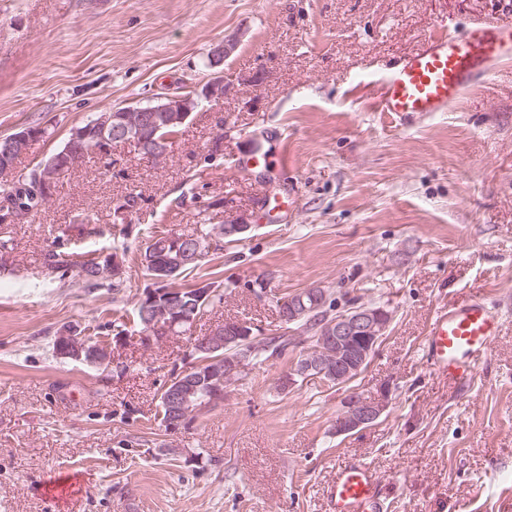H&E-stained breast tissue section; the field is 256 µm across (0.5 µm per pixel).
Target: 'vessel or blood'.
Masks as SVG:
<instances>
[{
  "mask_svg": "<svg viewBox=\"0 0 512 512\" xmlns=\"http://www.w3.org/2000/svg\"><path fill=\"white\" fill-rule=\"evenodd\" d=\"M512 63V19L493 16L461 30L432 33L420 51L387 75L375 103L380 112H445L479 83ZM500 321L483 299L452 304L432 320L425 339L431 369L459 389L471 388ZM331 512H382L378 484L361 462L338 467L330 488Z\"/></svg>",
  "mask_w": 512,
  "mask_h": 512,
  "instance_id": "b4317fda",
  "label": "vessel or blood"
}]
</instances>
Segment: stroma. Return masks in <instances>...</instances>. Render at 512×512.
Masks as SVG:
<instances>
[{"instance_id":"1","label":"stroma","mask_w":512,"mask_h":512,"mask_svg":"<svg viewBox=\"0 0 512 512\" xmlns=\"http://www.w3.org/2000/svg\"><path fill=\"white\" fill-rule=\"evenodd\" d=\"M492 13L512 16V0H0V137L47 131L20 174L95 113L198 88L215 73L210 49L236 44L223 100L193 113L166 160L115 145L111 174L85 159L42 211L0 224V512H330L333 473L357 460L389 512H512V65L445 112L372 109L424 35ZM131 193L136 207L115 214ZM84 211L97 222L81 235ZM239 219L247 233L173 282L219 285L223 304L141 344L149 234ZM61 237L84 260L118 253L123 284L51 272ZM313 287L334 314L373 306L391 319L353 380L284 389L313 340L276 300ZM473 295L501 305L503 327L460 391L431 371L425 337L437 312ZM229 319L291 344L166 430L159 397L173 370ZM67 325L111 346L109 370L54 357ZM352 392L386 407L336 434ZM61 474L78 496L51 495Z\"/></svg>"}]
</instances>
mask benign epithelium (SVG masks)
I'll use <instances>...</instances> for the list:
<instances>
[{
    "instance_id": "benign-epithelium-1",
    "label": "benign epithelium",
    "mask_w": 512,
    "mask_h": 512,
    "mask_svg": "<svg viewBox=\"0 0 512 512\" xmlns=\"http://www.w3.org/2000/svg\"><path fill=\"white\" fill-rule=\"evenodd\" d=\"M227 86L224 77L217 76L206 82L201 88L187 94H174L160 97L144 106L140 103L129 105L96 115L92 125L100 131L98 142L102 149L110 151L112 146L123 144L132 147L143 158L159 161L169 152L174 135L157 136L163 126H182L203 102L219 101L224 98ZM34 131L23 128L9 138H0V158L21 156L26 153ZM58 160L48 163L44 171L40 190L50 195L54 192L62 169ZM171 250L166 258L167 264L159 271L155 280L163 283L168 280L167 273L178 271L186 265L202 258L200 249H186L180 246L182 237L172 234ZM209 290L199 287L192 301L171 294L168 289L152 290L141 299L144 311L149 315L145 330L139 336L144 345L159 342L173 334L176 327L193 318L195 307L205 301ZM326 293L320 288H308L298 294L290 307L278 303L281 320L297 323L306 316L323 309ZM388 326L385 313L379 309L363 306L344 314L324 320L323 339L332 349L335 366V383L344 384L356 377L367 365L375 346ZM237 335L225 337L226 328L219 324L210 332L195 341L191 347V356L199 353H213L237 341L249 338L253 334L252 326L236 322ZM58 358L63 361H81L98 368L107 369L112 364V353L108 346H89L78 341L74 330L64 327L56 336ZM249 353L225 355L220 358L197 359L185 369L175 373V379L167 384V399L170 405L186 409L192 404L191 397L199 388L207 386L210 391L209 404L215 406L224 400V380L233 378L245 370V360ZM326 367L318 356L307 352L297 366V374L302 377H318L320 370ZM384 410L383 402L368 400L352 393L343 402V408L336 418V433L346 434L366 428L376 422Z\"/></svg>"
}]
</instances>
